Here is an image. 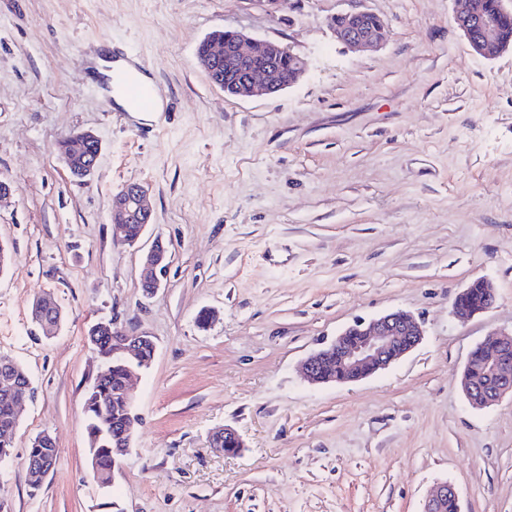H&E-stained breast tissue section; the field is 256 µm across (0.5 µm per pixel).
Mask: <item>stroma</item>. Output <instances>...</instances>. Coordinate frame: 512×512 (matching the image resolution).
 <instances>
[{
    "instance_id": "1",
    "label": "stroma",
    "mask_w": 512,
    "mask_h": 512,
    "mask_svg": "<svg viewBox=\"0 0 512 512\" xmlns=\"http://www.w3.org/2000/svg\"><path fill=\"white\" fill-rule=\"evenodd\" d=\"M456 0H0V354L23 365L0 496L12 512H421L452 484L462 512H512V399L471 407V350L512 330V49L486 58L454 22ZM382 18L384 46L356 52L330 21ZM232 28L277 42L306 71L273 96L230 98L196 48ZM136 60L163 103L149 122L116 107L97 59ZM93 131L94 175L57 151ZM143 184L152 222L115 238L112 196ZM168 248L155 296L153 240ZM496 305L463 321L476 279ZM51 293L54 337L30 320ZM213 313L206 327L196 317ZM401 310L425 335L365 379L300 371L354 321ZM109 319L156 345L134 382L141 423L109 487L88 462V387L104 365L87 329ZM243 446L211 447L215 430ZM57 460L31 493L39 433ZM163 244L162 241H155L150 249L144 256L145 273L142 277V283L150 285V293L147 296L155 295L161 288V280L158 277V272H161L166 265L163 255ZM148 278L146 280L145 278ZM483 283V284H482ZM482 285L483 299L479 304H471L465 300V297L469 294L470 288L475 297L477 298L481 292ZM469 285L462 289L455 297L453 302L454 310L461 316L472 318L477 315L484 314L492 309L497 302V293L495 288L487 280L481 279L473 280Z\"/></svg>"
}]
</instances>
